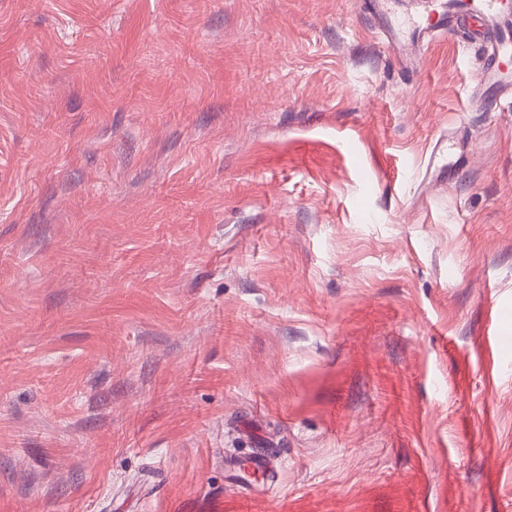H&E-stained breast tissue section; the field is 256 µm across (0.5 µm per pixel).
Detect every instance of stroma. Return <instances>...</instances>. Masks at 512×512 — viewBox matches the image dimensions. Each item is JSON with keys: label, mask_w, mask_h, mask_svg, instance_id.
I'll return each instance as SVG.
<instances>
[{"label": "stroma", "mask_w": 512, "mask_h": 512, "mask_svg": "<svg viewBox=\"0 0 512 512\" xmlns=\"http://www.w3.org/2000/svg\"><path fill=\"white\" fill-rule=\"evenodd\" d=\"M368 0H0V512H512V96ZM414 24V18L410 15H398L386 12L379 25L378 31L383 41L390 47L400 45L405 30Z\"/></svg>", "instance_id": "1"}]
</instances>
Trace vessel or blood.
<instances>
[{
	"mask_svg": "<svg viewBox=\"0 0 512 512\" xmlns=\"http://www.w3.org/2000/svg\"><path fill=\"white\" fill-rule=\"evenodd\" d=\"M428 6L433 19L419 28L420 44L428 45L435 37L460 28L467 30L483 51V85L512 94V0H429ZM413 23L411 16L388 12L378 31L393 47Z\"/></svg>",
	"mask_w": 512,
	"mask_h": 512,
	"instance_id": "obj_1",
	"label": "vessel or blood"
}]
</instances>
